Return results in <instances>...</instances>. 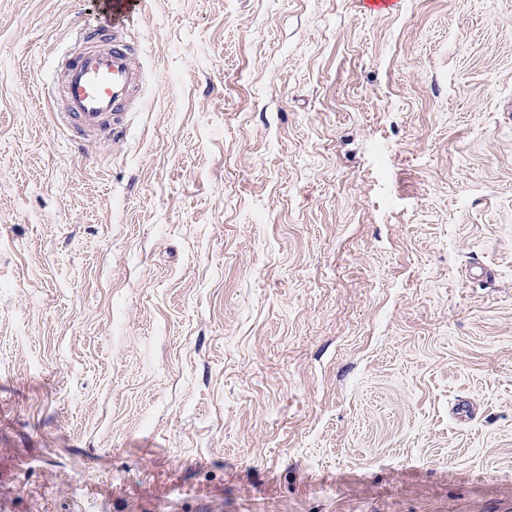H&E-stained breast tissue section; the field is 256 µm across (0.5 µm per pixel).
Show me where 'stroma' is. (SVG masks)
I'll use <instances>...</instances> for the list:
<instances>
[{
  "label": "stroma",
  "instance_id": "stroma-1",
  "mask_svg": "<svg viewBox=\"0 0 512 512\" xmlns=\"http://www.w3.org/2000/svg\"><path fill=\"white\" fill-rule=\"evenodd\" d=\"M0 0V512H512V0H145L118 143Z\"/></svg>",
  "mask_w": 512,
  "mask_h": 512
}]
</instances>
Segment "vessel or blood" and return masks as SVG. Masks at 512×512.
Here are the masks:
<instances>
[{
	"label": "vessel or blood",
	"instance_id": "obj_1",
	"mask_svg": "<svg viewBox=\"0 0 512 512\" xmlns=\"http://www.w3.org/2000/svg\"><path fill=\"white\" fill-rule=\"evenodd\" d=\"M142 6L143 0H104L101 10L76 29L84 48L53 77L63 102L55 124L69 136L107 144L120 137L123 111L143 85V72L124 37Z\"/></svg>",
	"mask_w": 512,
	"mask_h": 512
}]
</instances>
